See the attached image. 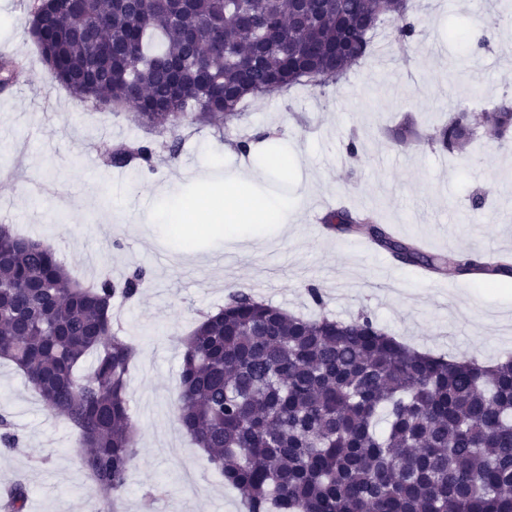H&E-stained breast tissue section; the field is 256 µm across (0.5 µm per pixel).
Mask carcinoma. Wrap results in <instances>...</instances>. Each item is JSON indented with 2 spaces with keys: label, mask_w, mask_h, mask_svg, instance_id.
Wrapping results in <instances>:
<instances>
[{
  "label": "carcinoma",
  "mask_w": 512,
  "mask_h": 512,
  "mask_svg": "<svg viewBox=\"0 0 512 512\" xmlns=\"http://www.w3.org/2000/svg\"><path fill=\"white\" fill-rule=\"evenodd\" d=\"M414 0H36L28 34L51 78L79 99L131 103L167 132L178 158L191 120L230 125L248 97L316 72L339 82L386 23L399 48L417 36ZM512 107L487 120L459 106L428 142L450 154L477 137L507 141ZM419 138L412 118L390 131ZM143 141L105 164L154 170ZM398 261L439 273L512 274L505 260L427 253L367 212L324 217ZM148 270L84 284L53 247L0 225V357L13 362L76 433L91 491L105 505L136 457L127 373L135 347L113 328L112 299L136 298ZM176 419L245 512H512V355L486 364L411 348L368 313L308 319L229 286L227 302L181 340ZM91 361L87 374L80 371ZM25 484L10 512H24Z\"/></svg>",
  "instance_id": "obj_1"
}]
</instances>
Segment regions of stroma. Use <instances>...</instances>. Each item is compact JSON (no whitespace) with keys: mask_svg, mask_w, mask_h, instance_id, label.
I'll list each match as a JSON object with an SVG mask.
<instances>
[{"mask_svg":"<svg viewBox=\"0 0 512 512\" xmlns=\"http://www.w3.org/2000/svg\"><path fill=\"white\" fill-rule=\"evenodd\" d=\"M35 0H0V51L24 53L28 75L0 87V224L51 244L84 282L122 280L136 264L148 284L132 301L115 300V327L137 349L127 377L137 455L112 512H243L241 494L182 437L175 455L157 445L177 425L174 405L182 362L181 339L227 300L228 284L260 300L313 318L340 320L366 312L400 341L433 354L480 355L492 364L512 354V275L491 280L453 271L422 279L419 268L382 250H364L362 237H344L311 222L313 212L345 204L377 210L394 235L428 251L457 255L512 251V138L477 140L458 158L424 138L458 105L491 112L512 102V16L495 18L489 0H425L418 35L407 51L389 27L374 43L389 61L369 57L340 85H298L271 97L248 98L230 128L187 125L180 157L158 154L155 171L104 165L102 153L141 138L167 136L140 124L129 105L106 110L72 96L53 81L26 31ZM421 140L393 147L388 129L404 115ZM248 139L241 154L236 143ZM363 144L349 157L350 141ZM287 150V169L267 157ZM191 167L193 177L182 174ZM255 172L240 194L288 200V223L253 227L228 241L203 226L184 237L172 224H140L155 211L156 190L172 186L177 201L206 202L242 169ZM484 199L475 215L472 202ZM319 288L315 305L307 286ZM0 415L18 444L0 447V494L15 481L29 491L25 512H93L95 502L75 434L43 404L24 376L0 359Z\"/></svg>","mask_w":512,"mask_h":512,"instance_id":"stroma-1","label":"stroma"}]
</instances>
